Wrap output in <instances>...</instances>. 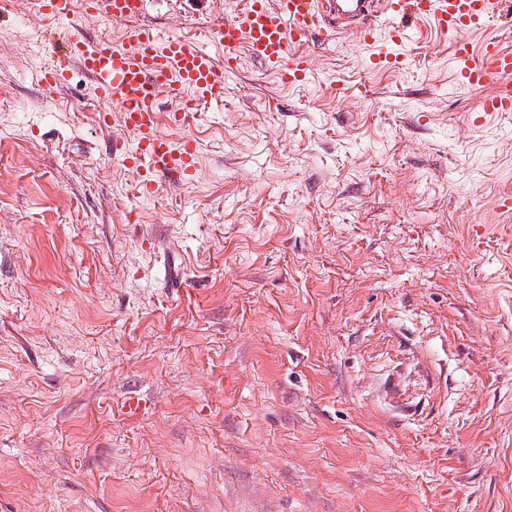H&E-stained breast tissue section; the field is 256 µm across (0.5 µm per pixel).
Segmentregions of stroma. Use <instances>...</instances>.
<instances>
[{
  "label": "stroma",
  "instance_id": "1",
  "mask_svg": "<svg viewBox=\"0 0 512 512\" xmlns=\"http://www.w3.org/2000/svg\"><path fill=\"white\" fill-rule=\"evenodd\" d=\"M235 9L78 33L220 61ZM69 34L0 7V512H512V113L472 123L452 40L243 60L169 132L198 176L141 195Z\"/></svg>",
  "mask_w": 512,
  "mask_h": 512
}]
</instances>
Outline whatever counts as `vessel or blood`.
I'll return each instance as SVG.
<instances>
[{"label": "vessel or blood", "instance_id": "obj_1", "mask_svg": "<svg viewBox=\"0 0 512 512\" xmlns=\"http://www.w3.org/2000/svg\"><path fill=\"white\" fill-rule=\"evenodd\" d=\"M50 23L78 26L85 18L128 22L140 18L146 0H31ZM512 18V0H245L243 10L222 20L216 37L224 46L216 61L198 41L165 37L140 28L122 42L109 37L68 41L70 60L87 76L93 101L103 103L98 124L120 128L133 138L122 154L146 192H155L163 179L194 178L200 165L197 145L190 138L173 140L161 133L162 122L178 128L189 123L200 104L224 99V75L249 59L276 74L286 84L307 79L304 49L314 25L323 39L351 25L365 43L377 30L389 42L427 38L430 30L448 34L462 62L463 84L485 89L473 107L476 117L512 112V50L487 40L473 53L471 35L479 26L500 16ZM169 113H162V102ZM115 103L116 111L106 110Z\"/></svg>", "mask_w": 512, "mask_h": 512}]
</instances>
